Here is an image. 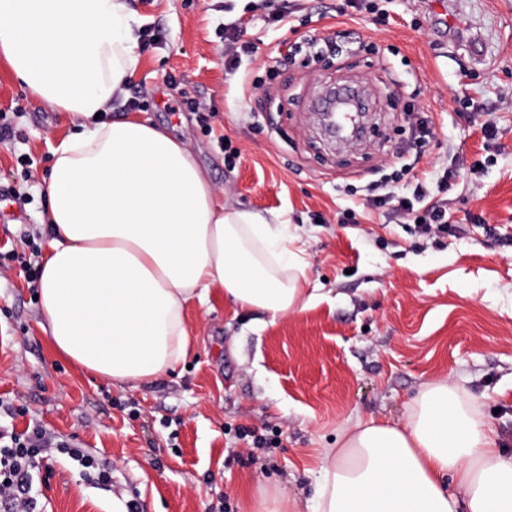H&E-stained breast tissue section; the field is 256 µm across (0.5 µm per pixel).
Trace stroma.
Here are the masks:
<instances>
[{
  "label": "stroma",
  "mask_w": 512,
  "mask_h": 512,
  "mask_svg": "<svg viewBox=\"0 0 512 512\" xmlns=\"http://www.w3.org/2000/svg\"><path fill=\"white\" fill-rule=\"evenodd\" d=\"M293 2L282 27L265 23L262 0H130L156 34L126 90L144 103L139 118L188 142L219 198L282 215L317 294L274 320L211 289L186 311L185 363L136 386L65 359L43 329L27 245H47L50 147L72 126L0 67V111H23L0 142V188L28 195L0 221V251L26 255L0 267V400L20 408L17 431L41 426L112 470L95 488L56 455L33 472L40 512H119L131 499L139 512H255L264 492L308 499L324 448L359 422L401 423L436 380L478 398L512 451V0H376L388 18L354 20L334 15L343 0ZM237 18L257 51L229 74L221 25ZM312 38L341 54L275 67ZM385 68L396 89L370 83ZM343 84L367 86L373 103L369 139L346 148L311 110ZM186 97L205 113L166 112ZM407 105L433 119L425 144ZM490 116L498 135L486 142ZM228 141L241 151L232 168ZM443 178L457 231L439 239L364 204L377 184L409 195ZM348 208L353 223H340Z\"/></svg>",
  "instance_id": "1"
}]
</instances>
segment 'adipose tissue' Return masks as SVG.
Wrapping results in <instances>:
<instances>
[{
  "instance_id": "1",
  "label": "adipose tissue",
  "mask_w": 512,
  "mask_h": 512,
  "mask_svg": "<svg viewBox=\"0 0 512 512\" xmlns=\"http://www.w3.org/2000/svg\"><path fill=\"white\" fill-rule=\"evenodd\" d=\"M143 24L128 0H0V62L74 126L51 147L45 330L59 353L120 385L175 370L185 308L212 286L274 318L315 299L287 221L219 200L188 143L133 115L102 120L139 67ZM314 482L312 498L259 512H512V452L445 381L425 384L401 424L357 423Z\"/></svg>"
}]
</instances>
